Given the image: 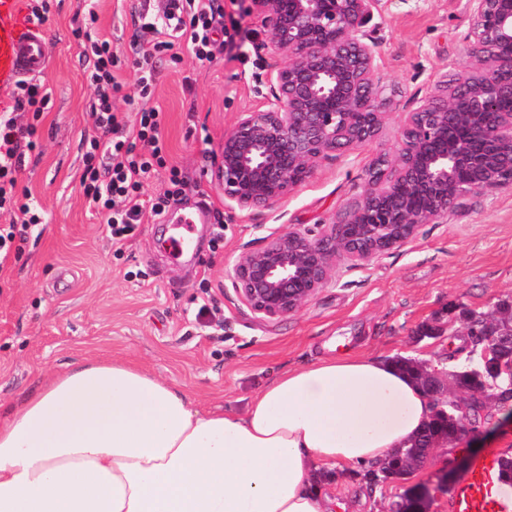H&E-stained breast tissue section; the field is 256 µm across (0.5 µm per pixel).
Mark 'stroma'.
<instances>
[{"label": "stroma", "instance_id": "35a3bbf8", "mask_svg": "<svg viewBox=\"0 0 512 512\" xmlns=\"http://www.w3.org/2000/svg\"><path fill=\"white\" fill-rule=\"evenodd\" d=\"M45 24L50 97L38 127L40 153L27 156L19 192L28 193L46 222L0 259V406L36 390L66 363L124 357L174 381L197 404L244 413L251 399L288 368L332 352L352 351L425 362L447 355L461 337L418 340L425 324H446L449 311L484 310L512 297V191L497 189L463 200L444 224H424L409 242L366 262L337 258L331 276L299 310L274 322L259 319L232 284L237 258L269 237L334 221L357 200L370 163L395 153L410 97L441 73L470 66L462 35L464 0H383L374 47L383 85L394 102L378 138L350 154L323 161L288 199L262 210L228 209L212 177L224 134L239 112L261 108L265 66L254 45L264 32L235 0L224 23L236 28L234 46L214 62L195 58L185 41L156 62L154 103L171 164L186 183L181 206L199 212L190 251L173 257L162 217L136 225L113 245L104 218L82 193L84 141L93 133L90 90L76 33L83 0H50ZM138 0H95L100 35L121 61V88L112 107L137 119L133 49L141 38ZM512 423L489 409L479 430L459 441L441 465L431 456L410 476L371 486L344 468L325 486L344 512H391L398 494L429 487L427 512H449V493L436 477L458 481L486 449L512 457Z\"/></svg>", "mask_w": 512, "mask_h": 512}]
</instances>
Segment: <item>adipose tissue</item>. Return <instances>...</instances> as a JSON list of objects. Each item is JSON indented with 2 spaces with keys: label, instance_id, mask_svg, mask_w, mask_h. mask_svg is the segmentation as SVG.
<instances>
[{
  "label": "adipose tissue",
  "instance_id": "adipose-tissue-1",
  "mask_svg": "<svg viewBox=\"0 0 512 512\" xmlns=\"http://www.w3.org/2000/svg\"><path fill=\"white\" fill-rule=\"evenodd\" d=\"M430 415L406 373L352 352L282 372L242 415L87 358L0 413V512H335L320 465L386 459Z\"/></svg>",
  "mask_w": 512,
  "mask_h": 512
}]
</instances>
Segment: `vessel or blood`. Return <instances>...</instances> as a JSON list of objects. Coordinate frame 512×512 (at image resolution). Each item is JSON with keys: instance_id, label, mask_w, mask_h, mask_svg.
<instances>
[{"instance_id": "1", "label": "vessel or blood", "mask_w": 512, "mask_h": 512, "mask_svg": "<svg viewBox=\"0 0 512 512\" xmlns=\"http://www.w3.org/2000/svg\"><path fill=\"white\" fill-rule=\"evenodd\" d=\"M20 2L0 0V98L12 92L20 80L44 75L49 67L47 35L39 25L22 23ZM201 221V214H180L181 230L168 241L173 256L187 250L190 232ZM504 477L503 460L496 450L473 458L451 491V512H512L503 499Z\"/></svg>"}]
</instances>
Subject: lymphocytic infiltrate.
Segmentation results:
<instances>
[{
  "instance_id": "obj_1",
  "label": "lymphocytic infiltrate",
  "mask_w": 512,
  "mask_h": 512,
  "mask_svg": "<svg viewBox=\"0 0 512 512\" xmlns=\"http://www.w3.org/2000/svg\"><path fill=\"white\" fill-rule=\"evenodd\" d=\"M144 46L137 51L139 118L127 125L112 109V93L120 86L118 63L111 42L98 33L85 32L83 54L92 66L87 82L93 92L90 117L95 134L89 139L81 175L83 194L101 214L113 243H121L134 225L159 216L181 201L183 180L169 163V149L161 132L160 109L153 103L157 57L174 42L186 41L199 61H214L231 38L224 25L220 0H165L162 10L143 5L138 10ZM13 109L0 113V211L12 213L15 223L0 227V252L9 251L17 230L44 222L43 211L17 194L18 175L27 152L37 146V127L49 103L41 79L20 82L13 91ZM141 151H134V143ZM169 172L170 190L146 197L144 186L158 170Z\"/></svg>"
}]
</instances>
